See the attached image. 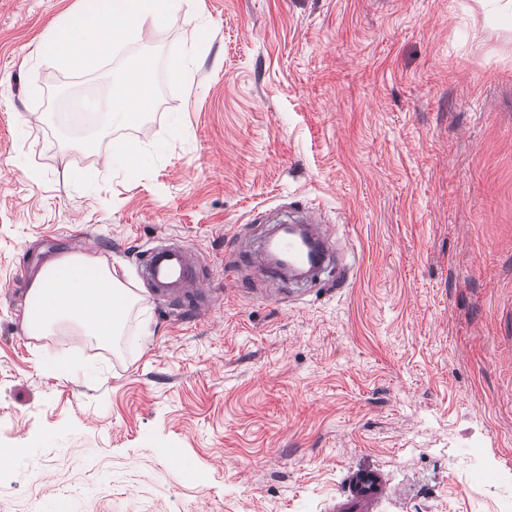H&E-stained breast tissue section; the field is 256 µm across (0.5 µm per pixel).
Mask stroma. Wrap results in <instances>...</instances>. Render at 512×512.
<instances>
[{
	"label": "stroma",
	"mask_w": 512,
	"mask_h": 512,
	"mask_svg": "<svg viewBox=\"0 0 512 512\" xmlns=\"http://www.w3.org/2000/svg\"><path fill=\"white\" fill-rule=\"evenodd\" d=\"M77 0H0V512H496L512 497V0H199L95 72L39 63ZM195 51L142 123L80 116L113 71ZM117 143L149 147L129 174ZM319 208L338 265L311 284L252 255ZM172 239L213 276L152 297ZM141 295L109 346L36 338L53 257ZM70 364L67 375L48 360Z\"/></svg>",
	"instance_id": "35a3bbf8"
}]
</instances>
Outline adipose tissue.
<instances>
[{
    "label": "adipose tissue",
    "mask_w": 512,
    "mask_h": 512,
    "mask_svg": "<svg viewBox=\"0 0 512 512\" xmlns=\"http://www.w3.org/2000/svg\"><path fill=\"white\" fill-rule=\"evenodd\" d=\"M194 0H82L63 14L39 40L43 62L76 72L98 68L133 33L145 27H167ZM119 93L108 105L115 126L137 123L153 103L149 69L113 73ZM140 297L115 270L99 259L73 255L45 264L27 295L28 335H47L52 326L74 322L99 343L111 344L122 334L126 316Z\"/></svg>",
    "instance_id": "1"
}]
</instances>
